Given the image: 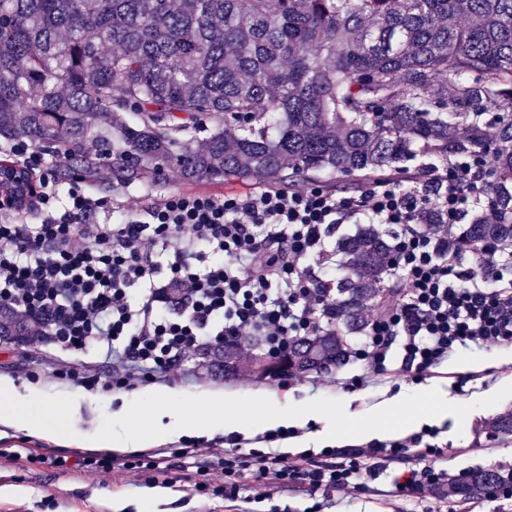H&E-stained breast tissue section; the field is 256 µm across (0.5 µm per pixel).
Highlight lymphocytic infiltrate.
Masks as SVG:
<instances>
[{"instance_id": "lymphocytic-infiltrate-1", "label": "lymphocytic infiltrate", "mask_w": 512, "mask_h": 512, "mask_svg": "<svg viewBox=\"0 0 512 512\" xmlns=\"http://www.w3.org/2000/svg\"><path fill=\"white\" fill-rule=\"evenodd\" d=\"M10 152L39 178L41 219L23 223L0 203V304L21 313L53 349L56 379L89 391H132L190 380L194 363L227 344L243 364L255 352L278 355L318 335L336 305L321 276L326 242L349 218L393 226L387 271L397 296L369 309L355 351L362 372L352 386L394 371L428 375L459 351L512 345V245L480 242L473 250L475 262L493 260V279L463 268L419 226L418 199L400 182L356 197L311 187L174 192L150 206L129 198L123 222L101 224L93 216L107 202L89 194L81 177L59 193L43 155L25 143ZM481 196L476 171L456 165L447 193L435 200L448 214L447 231ZM224 443L220 454L201 441L164 454L91 453L81 469L125 470L151 485L180 480L228 508L298 486L316 496L306 512H327L333 492L384 496L399 510L409 503L421 512L454 509L447 471L428 462L441 450L420 434L295 457L246 447L234 435ZM407 460L413 468L399 471Z\"/></svg>"}]
</instances>
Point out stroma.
I'll use <instances>...</instances> for the list:
<instances>
[{
  "label": "stroma",
  "instance_id": "stroma-1",
  "mask_svg": "<svg viewBox=\"0 0 512 512\" xmlns=\"http://www.w3.org/2000/svg\"><path fill=\"white\" fill-rule=\"evenodd\" d=\"M41 343L0 344V378H10L18 389L34 387L49 398H69L75 403L77 423L83 428H106L114 438L125 429L113 425L112 413L119 401L116 391L96 393L70 383L55 380L44 361ZM361 366L354 357L328 371L334 379L331 387L313 389L307 382L291 385L280 377H252L243 381L234 375L218 376L211 364H204L200 382L178 386L184 407H193L205 391L229 392L241 402H249L256 391L274 394L280 402L305 399L335 409L334 424L342 444L356 443L353 427L364 407L382 397L409 394L419 388L439 387L447 391L457 418L438 424L436 444L444 449L437 458L439 468L450 476L476 468L512 466V436H489L486 422L512 411V346H491L474 353H458L436 368L432 375L416 379L409 375L384 379L377 383L347 389L346 381L360 374ZM32 449L75 456L83 447L70 439L66 430L52 437H36L23 431L0 432V486L20 488L16 497H0V512H111L115 501L125 502V512H225L220 498L204 499L183 487H173V496L163 503L147 498V488L137 485L131 475L114 473L94 478L82 476L78 469L59 472L38 464L10 460L13 451Z\"/></svg>",
  "mask_w": 512,
  "mask_h": 512
}]
</instances>
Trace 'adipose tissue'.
Listing matches in <instances>:
<instances>
[{
	"label": "adipose tissue",
	"mask_w": 512,
	"mask_h": 512,
	"mask_svg": "<svg viewBox=\"0 0 512 512\" xmlns=\"http://www.w3.org/2000/svg\"><path fill=\"white\" fill-rule=\"evenodd\" d=\"M452 410L447 392L425 388L410 398L397 394L370 406L362 413L356 429L369 436L407 433L427 420L446 421ZM72 413L73 406L68 400L48 401L35 390L23 395L11 379H0L1 427L46 436L52 433L56 423L69 421ZM324 413L323 407L312 402L302 400L283 405L268 394L260 395L245 407L226 395L207 394L202 397L198 409L185 410L180 408L179 398L170 388L157 387L152 391L149 409H142L137 400L125 398L113 412L115 423L133 425L123 440L114 441L101 429L80 432L79 438L88 447L126 452L150 447L165 437L205 435L218 427L225 433L248 438L278 428H292L296 435L285 440V447L305 448L315 439L322 443L335 440L336 431L332 428L324 430L315 439L297 433L298 428Z\"/></svg>",
	"instance_id": "adipose-tissue-1"
}]
</instances>
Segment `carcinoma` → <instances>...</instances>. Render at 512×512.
Wrapping results in <instances>:
<instances>
[{
	"instance_id": "cac0c4a2",
	"label": "carcinoma",
	"mask_w": 512,
	"mask_h": 512,
	"mask_svg": "<svg viewBox=\"0 0 512 512\" xmlns=\"http://www.w3.org/2000/svg\"><path fill=\"white\" fill-rule=\"evenodd\" d=\"M0 137L50 157L62 188L80 175L150 191L167 169L284 187L405 178L460 258L512 242V0H0ZM459 161L486 197L447 237L431 201ZM338 252L335 322L290 346L289 369L345 362L390 240L359 224ZM34 340L0 305V342ZM489 428L512 435V412ZM506 483L512 468L451 480L462 505Z\"/></svg>"
}]
</instances>
